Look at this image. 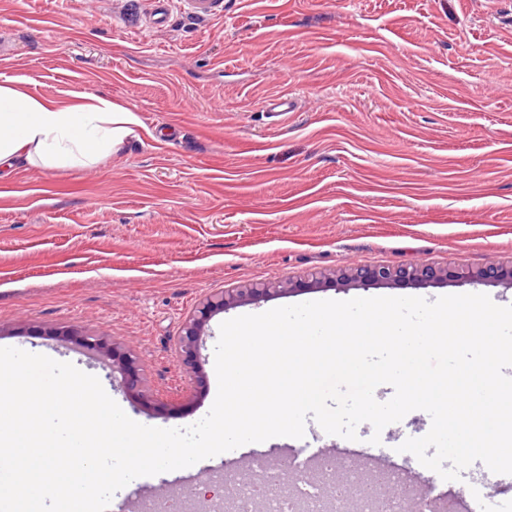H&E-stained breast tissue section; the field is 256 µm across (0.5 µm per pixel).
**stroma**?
Returning <instances> with one entry per match:
<instances>
[{"label": "stroma", "instance_id": "stroma-1", "mask_svg": "<svg viewBox=\"0 0 512 512\" xmlns=\"http://www.w3.org/2000/svg\"><path fill=\"white\" fill-rule=\"evenodd\" d=\"M126 0H0V82L59 103L128 105L139 139L91 166L0 172V347L96 376L134 421L186 428L218 390L222 322L359 297L488 295L439 283L312 288L242 304L205 328L188 384L174 343L223 290L348 265H512V0H224L198 23L127 26ZM298 100L276 117L266 101ZM101 332L141 360L147 400L54 338ZM430 415L389 424L384 451Z\"/></svg>", "mask_w": 512, "mask_h": 512}]
</instances>
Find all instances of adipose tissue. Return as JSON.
<instances>
[{"instance_id": "obj_1", "label": "adipose tissue", "mask_w": 512, "mask_h": 512, "mask_svg": "<svg viewBox=\"0 0 512 512\" xmlns=\"http://www.w3.org/2000/svg\"><path fill=\"white\" fill-rule=\"evenodd\" d=\"M141 121L128 106L76 93L69 104L30 96L0 83V169L19 163L62 171L96 164L138 137Z\"/></svg>"}]
</instances>
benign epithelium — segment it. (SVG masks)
Listing matches in <instances>:
<instances>
[{
    "instance_id": "7a95c632",
    "label": "benign epithelium",
    "mask_w": 512,
    "mask_h": 512,
    "mask_svg": "<svg viewBox=\"0 0 512 512\" xmlns=\"http://www.w3.org/2000/svg\"><path fill=\"white\" fill-rule=\"evenodd\" d=\"M448 281L485 285L504 284L512 288V265L489 262L476 269L463 265L437 267L424 263L397 267L353 265L324 272L307 282L288 281L267 288H235L221 291L201 302L185 321L182 334L177 337L176 353L187 367L188 378H198L199 342L210 319L218 312L256 301L263 296L291 294L322 285L338 288L379 285L422 286ZM80 343L87 351L112 361V367L119 369L125 376L128 388L138 390L142 382L140 368L136 357L130 352L119 348L111 337L104 334H88L80 339Z\"/></svg>"
}]
</instances>
